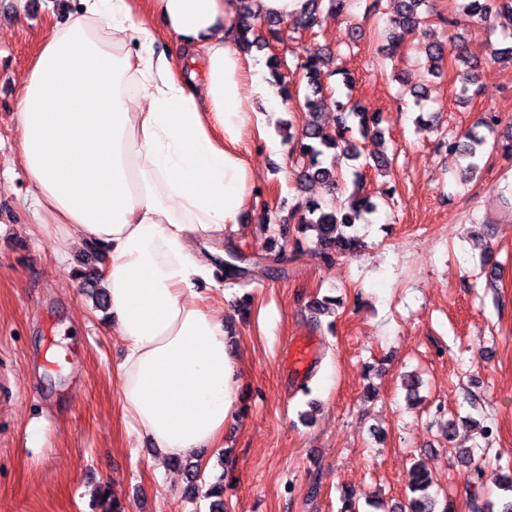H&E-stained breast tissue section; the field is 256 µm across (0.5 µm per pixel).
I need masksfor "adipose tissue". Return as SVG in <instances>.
I'll use <instances>...</instances> for the list:
<instances>
[{
  "mask_svg": "<svg viewBox=\"0 0 512 512\" xmlns=\"http://www.w3.org/2000/svg\"><path fill=\"white\" fill-rule=\"evenodd\" d=\"M242 6L148 0L139 15L132 0H79L18 95L32 196L63 239L105 244L102 287L126 348L121 407L169 457L221 447L240 410L223 311L199 289L251 203L242 134L283 105L279 84L236 47ZM155 18L203 73L155 50Z\"/></svg>",
  "mask_w": 512,
  "mask_h": 512,
  "instance_id": "ef3b65f1",
  "label": "adipose tissue"
}]
</instances>
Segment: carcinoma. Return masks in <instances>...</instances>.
I'll use <instances>...</instances> for the list:
<instances>
[{
    "label": "carcinoma",
    "mask_w": 512,
    "mask_h": 512,
    "mask_svg": "<svg viewBox=\"0 0 512 512\" xmlns=\"http://www.w3.org/2000/svg\"><path fill=\"white\" fill-rule=\"evenodd\" d=\"M310 8L307 12L293 19V24L303 30L312 29L323 21V17L339 18L348 12L350 0H308ZM425 0H398L396 14L391 18L392 26L406 33H414L422 23L419 8ZM461 15L484 20L491 18L499 23L505 31L512 29V0H460ZM237 44L246 54L256 48L262 50L267 42L254 34L250 15H245L239 23ZM426 56L429 62L428 72L432 76L439 74L445 58L449 57L460 62L464 69L460 73L462 92L466 93L478 79L480 64L464 56L459 43L435 42L427 45ZM328 59L311 56L301 64L304 69L307 92L299 108L308 114L299 134L288 135L293 141L292 152L301 159V170L298 173L300 186L310 182L323 185L331 198L306 196L294 207L293 215L297 216V228L301 232L313 231L323 246L321 256L330 260L335 256L353 253L362 243L354 233L358 222L365 215L376 211L377 204L370 194L353 192L345 200L339 202L334 198L342 181V163L360 158L361 151L357 137L370 138L377 141L383 137L378 129L377 113L369 108L354 103L350 106L338 105L335 134H328L318 121L319 112L326 106L323 95V70ZM464 141L452 140L443 142L439 148L448 155L465 163L464 171L474 174L479 171V160L483 147L487 144V136L474 130L463 135ZM433 483L432 477L424 468L414 466L410 471L408 488L411 493L405 512H452V506L445 504L437 510V500L428 493ZM206 497L211 499L210 512H226L224 505V476L217 477L209 484Z\"/></svg>",
    "instance_id": "cac0c4a2"
}]
</instances>
